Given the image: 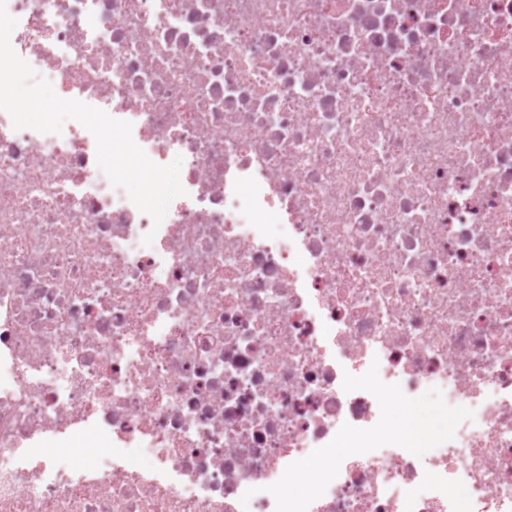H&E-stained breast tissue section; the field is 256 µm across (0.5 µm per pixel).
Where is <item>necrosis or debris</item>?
<instances>
[{"instance_id": "necrosis-or-debris-1", "label": "necrosis or debris", "mask_w": 512, "mask_h": 512, "mask_svg": "<svg viewBox=\"0 0 512 512\" xmlns=\"http://www.w3.org/2000/svg\"><path fill=\"white\" fill-rule=\"evenodd\" d=\"M6 8L186 194L0 111V512H512V0Z\"/></svg>"}]
</instances>
